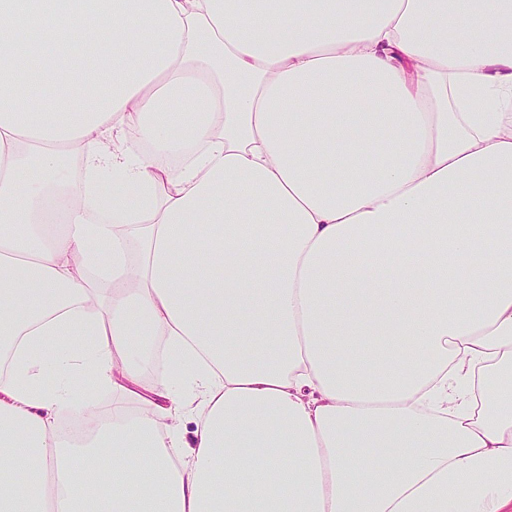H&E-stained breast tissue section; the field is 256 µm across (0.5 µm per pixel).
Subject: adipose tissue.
<instances>
[{"mask_svg":"<svg viewBox=\"0 0 512 512\" xmlns=\"http://www.w3.org/2000/svg\"><path fill=\"white\" fill-rule=\"evenodd\" d=\"M1 362L0 512H512V0H0Z\"/></svg>","mask_w":512,"mask_h":512,"instance_id":"ef3b65f1","label":"adipose tissue"}]
</instances>
